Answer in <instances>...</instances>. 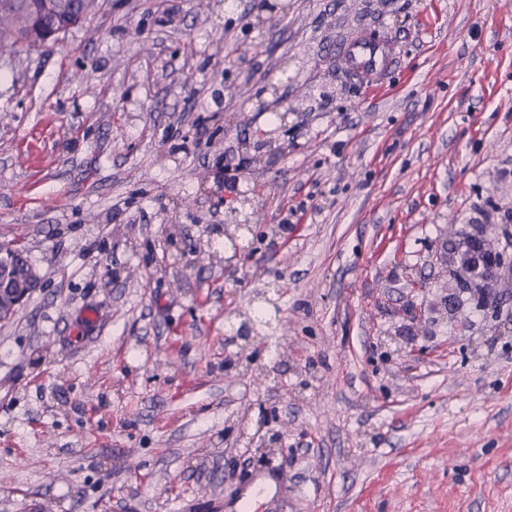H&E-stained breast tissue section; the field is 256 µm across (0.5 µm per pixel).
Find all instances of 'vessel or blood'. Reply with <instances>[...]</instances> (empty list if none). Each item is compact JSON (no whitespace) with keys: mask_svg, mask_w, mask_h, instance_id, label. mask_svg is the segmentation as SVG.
Listing matches in <instances>:
<instances>
[{"mask_svg":"<svg viewBox=\"0 0 512 512\" xmlns=\"http://www.w3.org/2000/svg\"><path fill=\"white\" fill-rule=\"evenodd\" d=\"M336 60L350 77L370 90L385 86L401 69V51L387 36L360 30L342 40L336 47Z\"/></svg>","mask_w":512,"mask_h":512,"instance_id":"vessel-or-blood-1","label":"vessel or blood"}]
</instances>
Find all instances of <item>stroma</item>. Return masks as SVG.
<instances>
[{"instance_id":"obj_1","label":"stroma","mask_w":512,"mask_h":512,"mask_svg":"<svg viewBox=\"0 0 512 512\" xmlns=\"http://www.w3.org/2000/svg\"><path fill=\"white\" fill-rule=\"evenodd\" d=\"M288 2L257 27L252 0H100L0 56V241L43 279L0 322V512H235L263 468L224 432L259 405L289 451L255 512H512V270L479 307L454 280L477 225L512 252V0ZM374 25L402 52L382 94L332 54ZM284 73L228 265L224 174ZM259 306L260 369L225 374Z\"/></svg>"}]
</instances>
